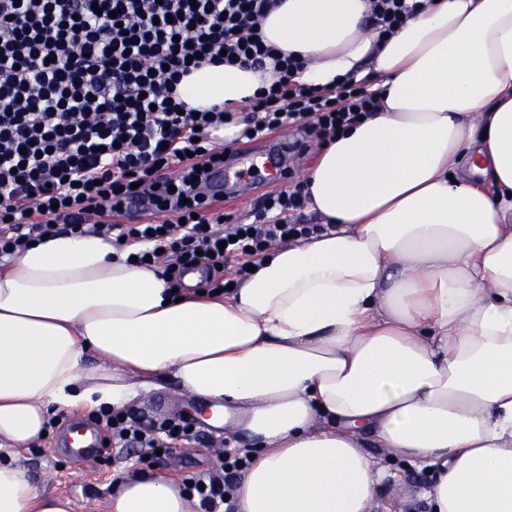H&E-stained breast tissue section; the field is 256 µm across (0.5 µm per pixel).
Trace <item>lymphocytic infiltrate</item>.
<instances>
[{
	"label": "lymphocytic infiltrate",
	"mask_w": 512,
	"mask_h": 512,
	"mask_svg": "<svg viewBox=\"0 0 512 512\" xmlns=\"http://www.w3.org/2000/svg\"><path fill=\"white\" fill-rule=\"evenodd\" d=\"M379 35L394 34L431 0H367ZM279 0H0V258L19 257L43 236L96 235L138 243V260L171 287L182 270L205 267L208 291L248 276L268 249L325 232L307 224L304 182L265 195L251 222L226 224L194 191L228 149L211 132L237 124V140L291 127L333 141L378 108L370 77L350 72L334 87L300 83L304 63L261 39ZM272 71L273 86L250 100L243 120L212 107L187 108L177 88L201 64ZM153 209L121 223L133 194ZM113 447L162 463L195 439L182 417L143 420L129 410L92 415ZM250 464L227 447L207 472L185 479L201 512L232 498Z\"/></svg>",
	"instance_id": "f902f5d3"
}]
</instances>
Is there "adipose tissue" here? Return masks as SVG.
Segmentation results:
<instances>
[{"instance_id": "adipose-tissue-1", "label": "adipose tissue", "mask_w": 512, "mask_h": 512, "mask_svg": "<svg viewBox=\"0 0 512 512\" xmlns=\"http://www.w3.org/2000/svg\"><path fill=\"white\" fill-rule=\"evenodd\" d=\"M364 0H282L267 44L300 82L369 68L380 107L304 172L331 231L272 249L230 292L171 290L111 241L60 235L0 269V512H72L21 453L51 414L124 408L174 377L255 446L236 512H371L398 471L430 512H512V0H433L386 39ZM273 77L185 76L189 107ZM175 480L112 484L109 512H197Z\"/></svg>"}]
</instances>
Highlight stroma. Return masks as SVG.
<instances>
[{
    "mask_svg": "<svg viewBox=\"0 0 512 512\" xmlns=\"http://www.w3.org/2000/svg\"><path fill=\"white\" fill-rule=\"evenodd\" d=\"M158 399L165 402L166 413L170 416L190 412L196 404L195 399L183 393L173 379L165 378L159 381L157 388L140 395L132 406L149 419L156 413L154 402ZM224 439L242 449L249 445L240 432L228 425L224 428L223 438L200 433L198 440L174 449L161 466L151 465L133 454L118 453L101 464L83 462L68 453L61 445V435L54 430L39 446L24 452L23 460L46 490L67 495L72 500L74 512H107L114 476L143 471L184 479L214 466L218 446ZM396 467L402 470L404 479L385 492L392 512H428L427 504L415 495L416 488L428 479L426 471L405 466L401 461Z\"/></svg>",
    "mask_w": 512,
    "mask_h": 512,
    "instance_id": "stroma-1",
    "label": "stroma"
}]
</instances>
